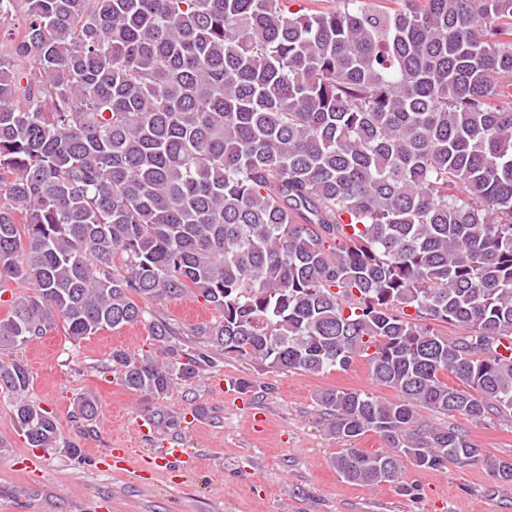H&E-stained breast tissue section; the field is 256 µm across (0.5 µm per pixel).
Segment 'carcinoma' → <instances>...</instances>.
Here are the masks:
<instances>
[{"label": "carcinoma", "instance_id": "cac0c4a2", "mask_svg": "<svg viewBox=\"0 0 512 512\" xmlns=\"http://www.w3.org/2000/svg\"><path fill=\"white\" fill-rule=\"evenodd\" d=\"M340 2L0 0V282L23 287L0 394L29 446L79 455L19 351L144 323L166 349L109 362L164 431L211 347L312 375L362 358L397 397L316 396L342 478L410 495L405 457L512 482L420 413L512 418V0ZM189 292L220 317L181 353L146 305Z\"/></svg>", "mask_w": 512, "mask_h": 512}]
</instances>
